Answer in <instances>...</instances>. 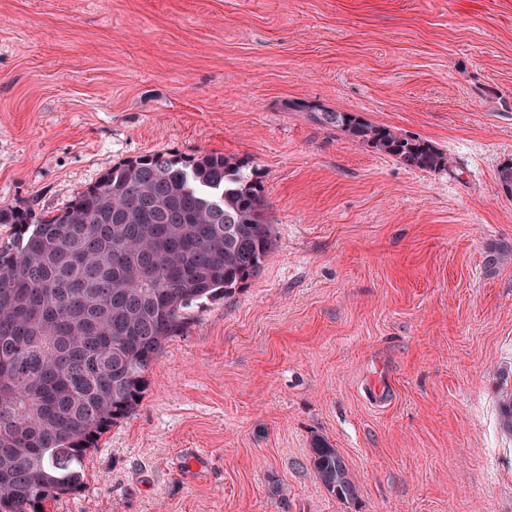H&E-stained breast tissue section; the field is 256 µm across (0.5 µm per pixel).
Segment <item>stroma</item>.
Segmentation results:
<instances>
[{"instance_id": "stroma-1", "label": "stroma", "mask_w": 512, "mask_h": 512, "mask_svg": "<svg viewBox=\"0 0 512 512\" xmlns=\"http://www.w3.org/2000/svg\"><path fill=\"white\" fill-rule=\"evenodd\" d=\"M429 140L412 170L292 111ZM219 153L275 249L190 312L50 512H512V0H0V206ZM320 434L357 496L326 491Z\"/></svg>"}]
</instances>
